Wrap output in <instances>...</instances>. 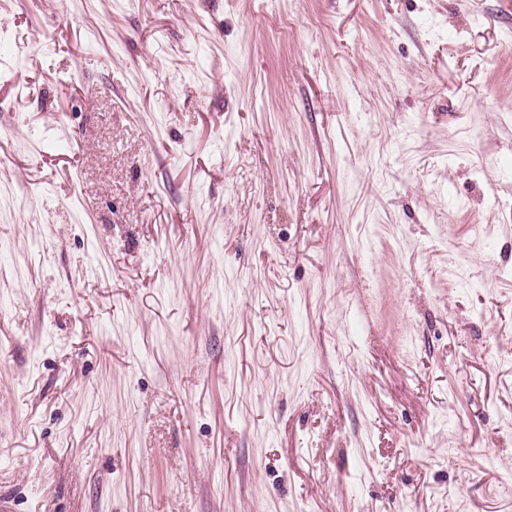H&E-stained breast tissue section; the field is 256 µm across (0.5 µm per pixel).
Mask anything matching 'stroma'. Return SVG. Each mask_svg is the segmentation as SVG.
<instances>
[{"label": "stroma", "instance_id": "1", "mask_svg": "<svg viewBox=\"0 0 512 512\" xmlns=\"http://www.w3.org/2000/svg\"><path fill=\"white\" fill-rule=\"evenodd\" d=\"M0 512H512V0H0Z\"/></svg>", "mask_w": 512, "mask_h": 512}]
</instances>
